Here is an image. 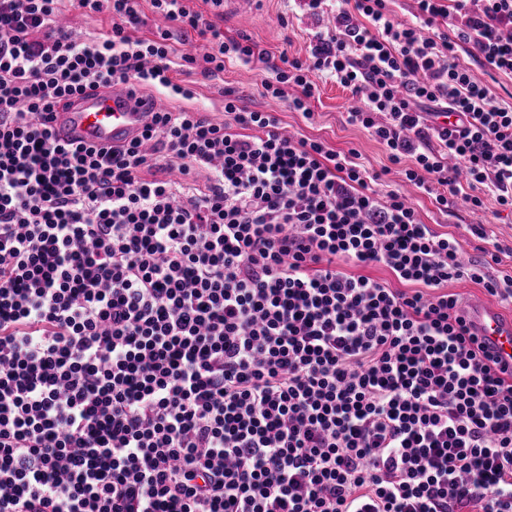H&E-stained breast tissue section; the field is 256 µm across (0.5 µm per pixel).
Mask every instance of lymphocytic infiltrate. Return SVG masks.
I'll list each match as a JSON object with an SVG mask.
<instances>
[{
	"label": "lymphocytic infiltrate",
	"mask_w": 512,
	"mask_h": 512,
	"mask_svg": "<svg viewBox=\"0 0 512 512\" xmlns=\"http://www.w3.org/2000/svg\"><path fill=\"white\" fill-rule=\"evenodd\" d=\"M0 0V512H512V372L449 283L512 302L405 193L224 93L112 149L63 144L88 87L193 98L257 47L224 0ZM339 0L266 97L311 118L317 76L448 212L512 209V0ZM104 13L85 40L69 13ZM205 42L186 48V37ZM297 96H288V88ZM457 113V126L439 118ZM381 266L390 280L366 276ZM459 61L461 64L470 67L477 75H479V77L484 80V83L489 88L491 94L500 102L512 103V76L510 78V76L493 71L490 72L492 76L486 74L481 66L474 63L463 53H460Z\"/></svg>",
	"instance_id": "obj_1"
}]
</instances>
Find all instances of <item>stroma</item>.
<instances>
[{
	"mask_svg": "<svg viewBox=\"0 0 512 512\" xmlns=\"http://www.w3.org/2000/svg\"><path fill=\"white\" fill-rule=\"evenodd\" d=\"M335 10L334 0H327L323 18L316 19L309 16L297 0H243L240 10L225 17L221 27L225 37L249 38L264 53V60L253 61L246 67L226 66L223 74L215 78L190 75L189 82L195 89L194 99L168 100V108L198 110L218 118L222 115L225 91H235L250 108L276 113L282 128L288 132L323 141L338 152L357 149L361 163L369 170L386 171V189L397 188L401 177L389 172L390 161L384 146L347 121L352 102L348 89L333 79L318 78L317 90L311 100L313 116L308 120L289 109L287 102L273 101L262 94V83L272 77L271 66L278 63L280 53H288L292 58L306 57L312 33L317 26L327 25ZM413 203L423 223L429 224L437 233L456 238L469 258L480 256L485 242L473 236L470 228L484 225L488 239L502 248L499 271L512 272V212L501 210L493 198H485L481 209L461 206L448 214L440 212L433 198L423 193L415 194Z\"/></svg>",
	"mask_w": 512,
	"mask_h": 512,
	"instance_id": "35a3bbf8",
	"label": "stroma"
}]
</instances>
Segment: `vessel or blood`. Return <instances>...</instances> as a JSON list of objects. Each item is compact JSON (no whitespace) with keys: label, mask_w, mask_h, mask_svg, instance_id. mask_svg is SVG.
Wrapping results in <instances>:
<instances>
[{"label":"vessel or blood","mask_w":512,"mask_h":512,"mask_svg":"<svg viewBox=\"0 0 512 512\" xmlns=\"http://www.w3.org/2000/svg\"><path fill=\"white\" fill-rule=\"evenodd\" d=\"M147 115L135 90L118 84L76 95L53 113L51 125L61 142L109 148L138 138ZM467 320L475 336L512 369V317L502 316L495 300L484 295L468 304Z\"/></svg>","instance_id":"vessel-or-blood-1"}]
</instances>
